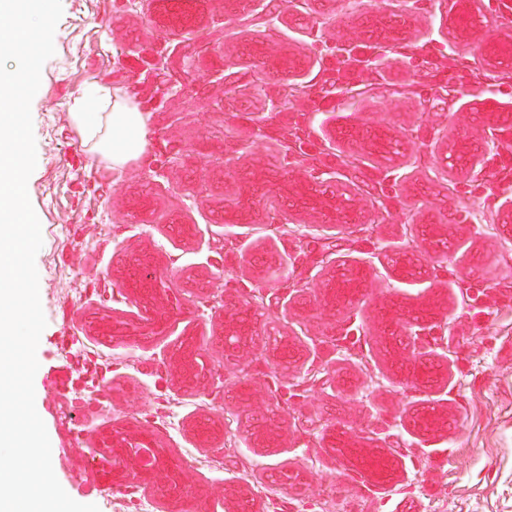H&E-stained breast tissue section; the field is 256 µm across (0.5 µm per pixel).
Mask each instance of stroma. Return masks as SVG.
<instances>
[{"label": "stroma", "instance_id": "stroma-1", "mask_svg": "<svg viewBox=\"0 0 512 512\" xmlns=\"http://www.w3.org/2000/svg\"><path fill=\"white\" fill-rule=\"evenodd\" d=\"M62 6L31 105L37 165L27 189L42 229L36 268L47 320L34 389L68 495L100 512H512V302L498 298L512 286V235L500 227L512 199V127L490 140L466 78L452 110L430 105L423 51L483 69V55L449 45L448 0H363L354 13L347 0H271L281 17L271 25L254 21L253 0H202L205 33L195 44L150 0ZM378 11L411 24L403 43L389 44L387 65L374 68L362 50L364 18ZM328 43L353 48L364 80L323 101L320 85L338 62L321 52ZM272 55L298 66L293 96ZM159 56L185 86L162 106L146 71ZM95 85L133 97L148 117L143 157L117 171L71 116ZM283 99L287 109H277ZM355 129L388 131L399 155L368 154L347 138ZM296 130L301 156L283 151ZM460 141L481 155L474 174L451 172ZM314 165L347 185L357 222L311 216L298 225L286 188ZM259 171L264 192L251 217L224 223ZM464 213L477 224L459 223ZM273 219L277 231L265 232ZM331 247L372 263L357 300L341 308L324 288ZM404 255L421 274L396 276ZM144 256L167 285L149 322L122 280ZM243 305L257 337L234 357L224 319ZM424 305L437 314L432 334L388 352L382 308ZM275 339L299 346L303 364L279 361ZM185 341L205 366L193 385L174 361ZM395 354L442 360L444 383L425 388L394 374ZM87 359L97 376L71 382ZM425 407L447 426L419 433L412 420ZM201 420L215 429L206 442L193 434ZM141 431L179 492L164 478L115 482L99 460L100 439ZM338 433L364 448L396 442L395 480L376 485L346 464L331 446ZM228 484L251 489L254 506L225 500Z\"/></svg>", "mask_w": 512, "mask_h": 512}]
</instances>
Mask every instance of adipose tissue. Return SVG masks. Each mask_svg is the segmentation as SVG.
Segmentation results:
<instances>
[{
  "instance_id": "ef3b65f1",
  "label": "adipose tissue",
  "mask_w": 512,
  "mask_h": 512,
  "mask_svg": "<svg viewBox=\"0 0 512 512\" xmlns=\"http://www.w3.org/2000/svg\"><path fill=\"white\" fill-rule=\"evenodd\" d=\"M72 116L84 139L113 167L143 155L149 135L147 116L130 98L100 86L73 107Z\"/></svg>"
}]
</instances>
